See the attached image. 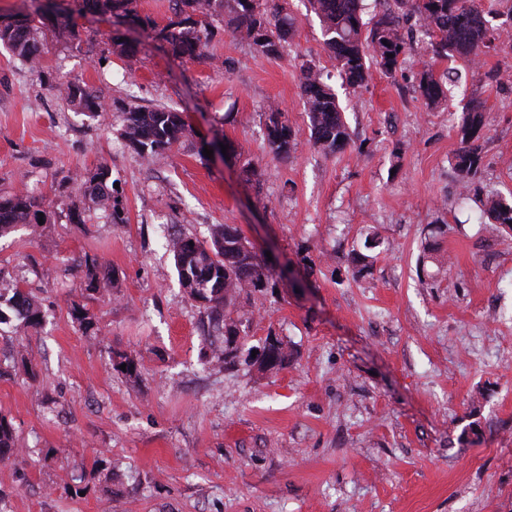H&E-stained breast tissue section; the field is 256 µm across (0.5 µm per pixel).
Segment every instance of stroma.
Segmentation results:
<instances>
[{"instance_id":"stroma-1","label":"stroma","mask_w":512,"mask_h":512,"mask_svg":"<svg viewBox=\"0 0 512 512\" xmlns=\"http://www.w3.org/2000/svg\"><path fill=\"white\" fill-rule=\"evenodd\" d=\"M289 3L280 60L221 28L211 60L172 59L154 34L170 0H140L137 28L92 14L72 41L42 28L36 70L0 46V197L53 202L44 224L0 236V296L21 285L43 315L24 332L0 324V416L21 450L0 462L7 512H512V236L461 201L452 165L455 117L480 102L479 176L512 198V40L472 63L416 39L393 75L373 70L352 89L317 16ZM117 37L137 54L118 55ZM305 61L329 74L349 127L332 155L308 142ZM450 66L447 105H428L417 74ZM68 80L92 87L101 111L63 104L55 87ZM271 103L298 133L287 161L266 150ZM172 106L185 135L147 162L123 136L124 112ZM216 137L227 156H205ZM102 170L125 223L82 195ZM73 204L84 223H71ZM216 224L272 254L244 346L286 342L277 373L212 361L178 282L168 228L205 240ZM432 224L450 264L423 281ZM371 225L385 249L357 278ZM87 254L106 295L87 289ZM122 355L134 374L116 369Z\"/></svg>"}]
</instances>
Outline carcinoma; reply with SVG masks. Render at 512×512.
<instances>
[{
  "mask_svg": "<svg viewBox=\"0 0 512 512\" xmlns=\"http://www.w3.org/2000/svg\"><path fill=\"white\" fill-rule=\"evenodd\" d=\"M173 17L160 29L159 37L171 57L178 60L203 61L208 58L209 41L220 23L246 40L260 55L268 59L282 58L290 48L294 19L288 13V0H171ZM311 12L320 21L324 44L336 69L346 84L361 86L370 78L371 64H377L386 74L394 73L407 42L402 23L414 17L423 37L429 39L432 52L439 58L462 57L473 61L496 48L501 37L499 28L489 20L484 0H391L377 19L363 21V0H307ZM83 7L94 14L112 15L119 19L141 21L138 0H82ZM46 26L44 17L28 14L8 17L0 22V44L14 55L36 68L41 61V46L36 38ZM60 37L74 38L78 29L72 18L63 15L51 23ZM300 99L303 102L315 147L325 154L342 150L350 141V132L343 119L334 89L324 80L321 69L311 62L300 68ZM452 82L448 75L435 76L430 70L421 73L417 90L430 105L446 98L445 86ZM61 99L78 104L90 112L100 108L95 92L72 82L56 86ZM265 142L268 154L277 160H288L296 153L297 133L283 119L281 110L269 104L265 108ZM484 119L481 105L471 104L458 118L457 132L461 147L454 155L453 167L463 180V188L472 190L480 204V212L493 230L512 232V201L493 193L481 194L476 184L480 144ZM186 132L182 112L163 107L125 111L124 136L133 150L143 159L155 161L180 142ZM94 205L113 224L124 221L114 195L108 173L101 171L84 187ZM50 204L27 195L0 197V234L17 224H37L40 214ZM245 237L232 224L215 227L210 240L178 234L168 239L167 248L173 255L182 287L202 307L200 328L203 341L214 359L226 366H236L237 356L227 352L224 336L244 332L245 322L252 312L240 307L241 294L263 291L268 273L257 251L245 249ZM435 267L430 272L426 265ZM447 262L439 247L424 246L419 272L435 278L446 271ZM7 308L15 314L22 329L35 328L42 313L30 295L20 288L13 289ZM288 361V349L280 345L274 362L256 365L262 373L281 369ZM20 453L15 447L13 428L0 416V460H9Z\"/></svg>",
  "mask_w": 512,
  "mask_h": 512,
  "instance_id": "1",
  "label": "carcinoma"
}]
</instances>
